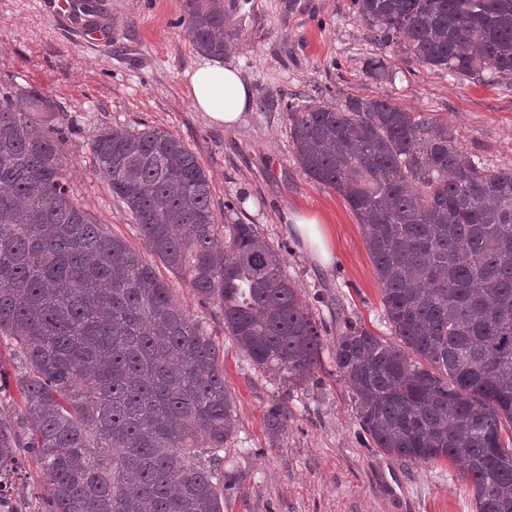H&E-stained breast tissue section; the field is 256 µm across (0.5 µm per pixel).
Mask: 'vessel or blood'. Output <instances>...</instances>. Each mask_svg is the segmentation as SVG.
<instances>
[{
	"label": "vessel or blood",
	"mask_w": 512,
	"mask_h": 512,
	"mask_svg": "<svg viewBox=\"0 0 512 512\" xmlns=\"http://www.w3.org/2000/svg\"><path fill=\"white\" fill-rule=\"evenodd\" d=\"M40 9L44 15L62 21L88 43L99 45L112 39L100 0H40Z\"/></svg>",
	"instance_id": "vessel-or-blood-1"
}]
</instances>
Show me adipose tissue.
Returning a JSON list of instances; mask_svg holds the SVG:
<instances>
[{
    "mask_svg": "<svg viewBox=\"0 0 512 512\" xmlns=\"http://www.w3.org/2000/svg\"><path fill=\"white\" fill-rule=\"evenodd\" d=\"M188 92L192 106L213 122L231 129L251 111L252 86L241 70L218 62H202L189 72Z\"/></svg>",
    "mask_w": 512,
    "mask_h": 512,
    "instance_id": "1",
    "label": "adipose tissue"
}]
</instances>
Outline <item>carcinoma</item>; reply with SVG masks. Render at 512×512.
<instances>
[{
    "mask_svg": "<svg viewBox=\"0 0 512 512\" xmlns=\"http://www.w3.org/2000/svg\"><path fill=\"white\" fill-rule=\"evenodd\" d=\"M379 40L450 75L512 80V0H353ZM186 29L224 53L223 0H186ZM37 90H0V341L11 348L19 436L0 412V499L27 448L46 512H224L235 404L205 325L150 258L218 309L260 369L305 383L318 323L251 224L215 222L197 156L154 127L96 128L95 170L139 224L132 248L83 206L63 128ZM308 178L361 224L398 343L350 325L336 372L376 447L464 464L476 512H512V169L468 159L451 130L379 98L288 106ZM271 410L266 430L285 431ZM205 437L198 450L195 441Z\"/></svg>",
    "mask_w": 512,
    "mask_h": 512,
    "instance_id": "carcinoma-1",
    "label": "carcinoma"
}]
</instances>
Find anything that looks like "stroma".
I'll list each match as a JSON object with an SVG mask.
<instances>
[{
	"mask_svg": "<svg viewBox=\"0 0 512 512\" xmlns=\"http://www.w3.org/2000/svg\"><path fill=\"white\" fill-rule=\"evenodd\" d=\"M112 41L83 45L47 19L39 0H0V87H33L55 105L65 171L80 200L112 232L143 249L142 232L96 174L94 128L167 131L207 172L215 219L251 224L286 257L285 271L322 326L314 372L285 386L259 370L224 332L215 307L199 304L184 279L167 274L175 300L205 322L224 356V384L236 403L226 469L240 474L224 512H475L471 485L448 460L394 458L376 448L356 419L349 389L336 373V340L360 325L384 341L394 335L362 227L344 199L310 182L288 136L287 103L341 104L384 98L426 113L456 136L460 149L487 167L512 168V84L450 76L377 40L352 0H224V62L250 80L255 104L233 129L211 123L190 102L185 74L204 60L186 31L185 0H108ZM392 71L372 76L371 63ZM307 213L324 225L332 253L321 264L288 216ZM284 403L288 428L271 437L265 415ZM16 512H43L45 478L22 456Z\"/></svg>",
	"mask_w": 512,
	"mask_h": 512,
	"instance_id": "obj_1",
	"label": "stroma"
}]
</instances>
